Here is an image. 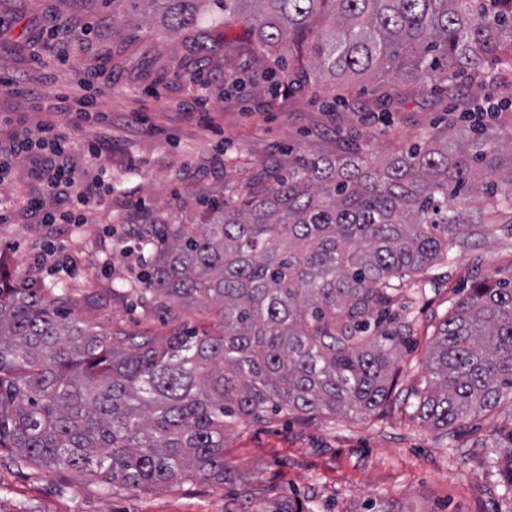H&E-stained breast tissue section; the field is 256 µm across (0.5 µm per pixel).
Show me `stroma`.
I'll list each match as a JSON object with an SVG mask.
<instances>
[{"label":"stroma","mask_w":512,"mask_h":512,"mask_svg":"<svg viewBox=\"0 0 512 512\" xmlns=\"http://www.w3.org/2000/svg\"><path fill=\"white\" fill-rule=\"evenodd\" d=\"M57 36H49L50 27ZM200 29L222 50L198 53L192 41L167 35L159 23L114 24L100 0H0V114L24 122L0 130V196L11 211L0 221V270L28 288L71 290L82 322L104 331L168 336L173 324L203 330L210 312L186 308L177 322L125 296L153 251L137 247L128 217L146 224H193L227 191L270 187L293 155H333L337 136L370 141L377 159L432 129L463 124L464 99L499 98L495 84L461 77L456 93L422 91L390 77L366 76L349 88L273 87L270 63L255 55L243 25L204 11ZM134 38L152 48L162 70L136 72L118 45ZM86 89L108 123L69 112L61 93ZM203 100L205 111L194 108ZM45 123L72 140L99 144V159L70 149L65 162L78 186L98 185L105 203L85 224H49L25 202L41 192L32 176L37 152L9 153L13 134L37 139ZM512 262V242L489 240L454 257L413 312L398 352L401 385L426 373L425 357L449 301L469 288L474 269ZM512 431V411L456 424L446 438L394 406L379 417L302 420L284 412L224 436L231 475L145 491L114 489L76 469L18 464L0 453V506L6 512H271L276 503L299 512H364L366 502L395 512H512L483 444Z\"/></svg>","instance_id":"1"}]
</instances>
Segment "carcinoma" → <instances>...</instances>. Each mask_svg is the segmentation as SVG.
I'll use <instances>...</instances> for the list:
<instances>
[{"instance_id": "obj_1", "label": "carcinoma", "mask_w": 512, "mask_h": 512, "mask_svg": "<svg viewBox=\"0 0 512 512\" xmlns=\"http://www.w3.org/2000/svg\"><path fill=\"white\" fill-rule=\"evenodd\" d=\"M147 2L172 36L195 33L201 3L253 34L279 63L344 79L387 72L452 88L463 72L512 77V0H103ZM489 127L437 131L379 162L345 141L303 155L266 191L210 209L200 224H151L140 300L174 321L160 343L73 316L66 288H19L0 272V450L114 488L224 483V433L270 410L302 418L380 414L400 402L449 434L512 407V262L475 276L437 326L428 379L399 388L392 317L453 253L512 240V83ZM200 306L202 333L177 324ZM512 494V436L487 451Z\"/></svg>"}]
</instances>
